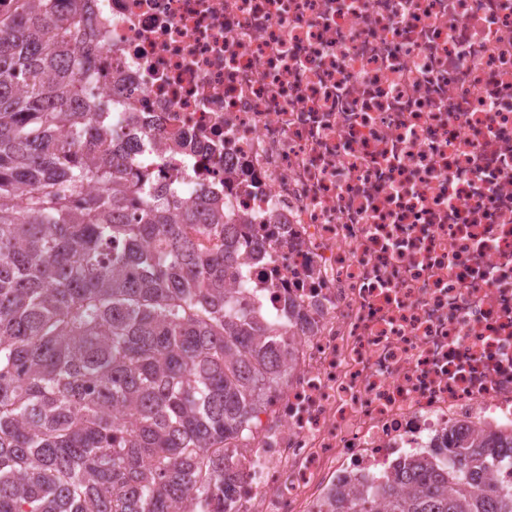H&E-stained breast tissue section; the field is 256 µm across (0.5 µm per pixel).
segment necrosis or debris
Segmentation results:
<instances>
[{"mask_svg":"<svg viewBox=\"0 0 512 512\" xmlns=\"http://www.w3.org/2000/svg\"><path fill=\"white\" fill-rule=\"evenodd\" d=\"M99 99L285 363L238 512H320L448 432L512 435V0H85Z\"/></svg>","mask_w":512,"mask_h":512,"instance_id":"4bbe7bcc","label":"necrosis or debris"}]
</instances>
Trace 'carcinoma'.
I'll use <instances>...</instances> for the list:
<instances>
[{
    "label": "carcinoma",
    "mask_w": 512,
    "mask_h": 512,
    "mask_svg": "<svg viewBox=\"0 0 512 512\" xmlns=\"http://www.w3.org/2000/svg\"><path fill=\"white\" fill-rule=\"evenodd\" d=\"M0 12V512H235L231 445L278 328L224 287L215 208L172 211L93 95L81 0ZM68 137L58 135L60 128ZM512 440L450 435L326 512H512Z\"/></svg>",
    "instance_id": "1"
}]
</instances>
